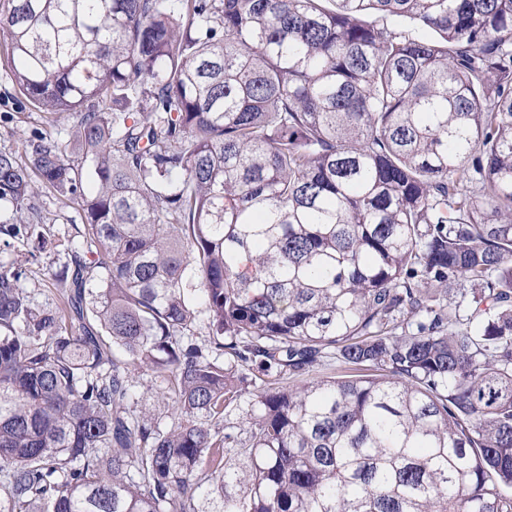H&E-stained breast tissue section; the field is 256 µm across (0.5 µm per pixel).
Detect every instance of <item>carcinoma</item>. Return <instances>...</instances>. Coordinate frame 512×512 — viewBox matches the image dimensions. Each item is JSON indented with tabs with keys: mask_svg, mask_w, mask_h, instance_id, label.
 <instances>
[{
	"mask_svg": "<svg viewBox=\"0 0 512 512\" xmlns=\"http://www.w3.org/2000/svg\"><path fill=\"white\" fill-rule=\"evenodd\" d=\"M0 46L72 128L0 150V234L83 213L60 306L0 267V512H512V0H0ZM36 204L42 217L38 230L46 233L57 244L59 240L66 242L68 236L74 233L72 224H82L81 210L48 189L38 191ZM140 375V377L136 378V387L135 392V403L137 402V409L143 410V412L152 414H161L167 410L164 402L160 400L158 397L159 394L156 392H160L165 384L161 382V379H155L150 373H142L136 374Z\"/></svg>",
	"mask_w": 512,
	"mask_h": 512,
	"instance_id": "obj_1",
	"label": "carcinoma"
}]
</instances>
